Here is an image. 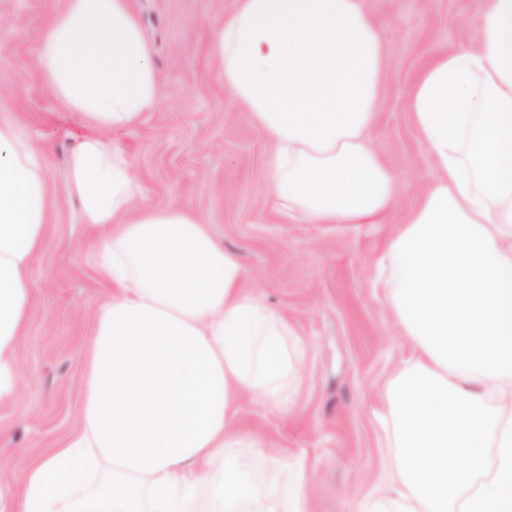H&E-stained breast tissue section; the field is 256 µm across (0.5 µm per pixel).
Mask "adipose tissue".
<instances>
[{"instance_id": "obj_1", "label": "adipose tissue", "mask_w": 512, "mask_h": 512, "mask_svg": "<svg viewBox=\"0 0 512 512\" xmlns=\"http://www.w3.org/2000/svg\"><path fill=\"white\" fill-rule=\"evenodd\" d=\"M473 49L439 53L404 102L434 159L422 202L392 237L389 310L418 352L384 401L397 450L392 496L360 512H512V0H480ZM224 93L275 147L268 190L302 224H368L394 178L364 142L385 63L361 0H235L214 31ZM51 95L91 129L68 190L102 238L111 301L93 313L84 425L0 512H309L303 462L266 493L232 454L236 403L273 402L298 364L288 321L242 288L237 257L181 206L136 204L108 134L160 98L129 0H65L37 50ZM39 149L0 122V406L18 420L14 352L32 315V262L50 231Z\"/></svg>"}]
</instances>
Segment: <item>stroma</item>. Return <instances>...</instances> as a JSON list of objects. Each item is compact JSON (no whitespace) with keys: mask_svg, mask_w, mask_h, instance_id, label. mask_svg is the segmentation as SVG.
I'll return each mask as SVG.
<instances>
[{"mask_svg":"<svg viewBox=\"0 0 512 512\" xmlns=\"http://www.w3.org/2000/svg\"><path fill=\"white\" fill-rule=\"evenodd\" d=\"M234 4L130 0L153 47L161 97L138 126L110 137L130 162L139 205L177 204L203 218L237 255L243 288L288 320L289 343L300 350L293 403L241 396L234 425L247 446L240 456L270 480L274 459L304 460L311 512H358L396 456L384 445L381 392L414 353L375 285L378 259L433 171L402 100L427 59L476 46L481 14L477 0H362L387 27L379 118L369 139L396 177V206L381 224H295L276 214L266 191L273 146L226 98L211 49L213 27ZM63 6L0 0V117L41 148L51 205L49 235L33 263L34 309L15 352L26 422L0 407V479L14 485L28 462L80 429L92 313L112 295L93 261L95 232L67 193L70 153L89 129L52 97L37 63L43 27Z\"/></svg>","mask_w":512,"mask_h":512,"instance_id":"obj_1","label":"stroma"}]
</instances>
